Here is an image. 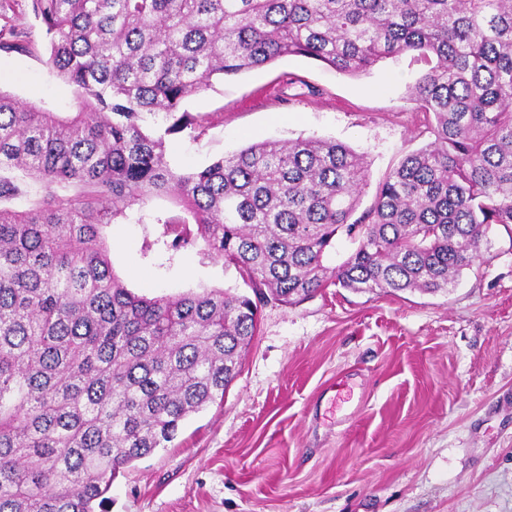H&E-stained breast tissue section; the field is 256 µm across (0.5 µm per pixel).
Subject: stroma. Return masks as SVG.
Segmentation results:
<instances>
[{
    "label": "stroma",
    "mask_w": 512,
    "mask_h": 512,
    "mask_svg": "<svg viewBox=\"0 0 512 512\" xmlns=\"http://www.w3.org/2000/svg\"><path fill=\"white\" fill-rule=\"evenodd\" d=\"M7 25L27 49L0 52V90L76 111L28 0ZM424 69L404 55L351 77L284 56L214 80L185 101L197 126L169 138L167 159L199 168L265 139L336 140L367 155V210L389 171L430 140L408 98ZM153 231L108 229L133 292H244L234 268L191 250L167 270L144 259ZM109 497V512H512V229L492 225L446 293L332 286L295 306L264 305L223 401L125 467Z\"/></svg>",
    "instance_id": "35a3bbf8"
}]
</instances>
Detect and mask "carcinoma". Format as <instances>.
Returning a JSON list of instances; mask_svg holds the SVG:
<instances>
[{
  "instance_id": "1",
  "label": "carcinoma",
  "mask_w": 512,
  "mask_h": 512,
  "mask_svg": "<svg viewBox=\"0 0 512 512\" xmlns=\"http://www.w3.org/2000/svg\"><path fill=\"white\" fill-rule=\"evenodd\" d=\"M46 65L75 112L0 91V512H108L134 461L224 399L269 301L334 285L446 292L493 224L512 225V0H29ZM0 26V51L23 52ZM414 54L409 99L431 141L353 218L364 155L318 137L263 140L177 170L183 102L286 55L349 76ZM172 197L190 218L147 210ZM159 228L141 254L193 247L238 272L222 288L147 297L115 272L105 234ZM340 231L356 247L328 267Z\"/></svg>"
}]
</instances>
